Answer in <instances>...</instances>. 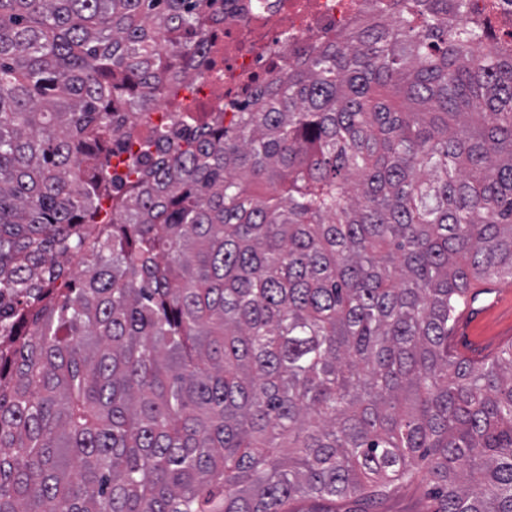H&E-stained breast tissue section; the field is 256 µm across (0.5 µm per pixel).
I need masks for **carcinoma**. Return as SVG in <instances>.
I'll list each match as a JSON object with an SVG mask.
<instances>
[{"label":"carcinoma","mask_w":512,"mask_h":512,"mask_svg":"<svg viewBox=\"0 0 512 512\" xmlns=\"http://www.w3.org/2000/svg\"><path fill=\"white\" fill-rule=\"evenodd\" d=\"M470 13L394 0L179 143L141 111L222 0H0V512H369L422 476L512 512V345L450 343L512 279V50ZM295 510L300 512H310L316 509L329 510L331 512H354L358 511L362 505L355 501L354 498H340L333 502H315V501H298L293 504Z\"/></svg>","instance_id":"cac0c4a2"}]
</instances>
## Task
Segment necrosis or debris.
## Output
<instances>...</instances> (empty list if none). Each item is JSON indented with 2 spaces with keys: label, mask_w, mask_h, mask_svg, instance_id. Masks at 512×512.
Returning <instances> with one entry per match:
<instances>
[{
  "label": "necrosis or debris",
  "mask_w": 512,
  "mask_h": 512,
  "mask_svg": "<svg viewBox=\"0 0 512 512\" xmlns=\"http://www.w3.org/2000/svg\"><path fill=\"white\" fill-rule=\"evenodd\" d=\"M376 6L377 0H226L224 38L209 47L192 93L227 107L244 102L248 84L275 80L288 63L341 39Z\"/></svg>",
  "instance_id": "4bbe7bcc"
}]
</instances>
